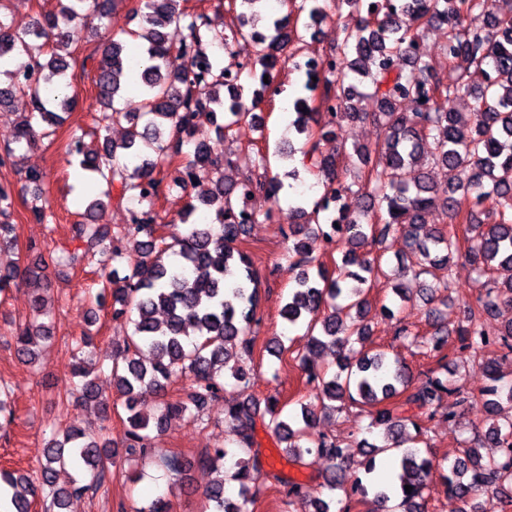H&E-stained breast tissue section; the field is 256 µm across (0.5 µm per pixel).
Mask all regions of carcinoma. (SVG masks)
Wrapping results in <instances>:
<instances>
[{
  "instance_id": "obj_1",
  "label": "carcinoma",
  "mask_w": 512,
  "mask_h": 512,
  "mask_svg": "<svg viewBox=\"0 0 512 512\" xmlns=\"http://www.w3.org/2000/svg\"><path fill=\"white\" fill-rule=\"evenodd\" d=\"M109 2L60 0L58 12L37 17L23 30L13 28L0 13V61L27 58L14 70L0 69L7 79L0 83V108L18 96L30 106L13 141L3 147L0 165L53 136L63 115L75 108L68 71L76 58L69 48L89 33L104 45L93 78L103 109L100 129L122 123L126 127L121 143L105 136L99 149L88 148L78 131L71 134L70 150L80 157L81 170L107 184L86 213L94 217L111 203L114 191L119 200L138 205L130 222L118 229L107 223L78 224L74 247L45 256L31 246L27 254L35 255L34 260L0 268V293L19 281L33 286L34 318L16 324L13 335L17 355L28 364L35 361L39 343L52 338L49 324L38 321L49 316L40 285L51 262L75 268L98 254L105 256L97 297L111 295L112 317L129 316L134 325L109 371L112 389L122 399L124 440L114 441L104 426L94 436L70 426L57 432L45 446L36 479L0 470V481L14 490V512H31L32 500L39 496L43 512H68L70 500L100 489L112 467L130 456L152 459L150 432L162 430L171 417L197 420L210 402L224 395L225 386L242 392L250 387L254 374L241 362L253 353L261 319L258 272L244 244L249 225L271 220V206L279 205L283 184L270 175L260 151L246 158L259 170L256 177L224 180L223 160L213 156L205 142L194 140V133L203 117L226 139L235 126L261 120L256 110L270 98L264 80L274 79L288 48L297 50L306 37H315L313 25L343 4L359 14V22L344 29L326 69L314 81L308 63H296L304 71L310 96L293 103L292 126L305 141L297 150L288 148V158L300 152L302 167L323 185L324 193L310 213L299 206L288 208L289 270L294 277L282 309L288 324L306 326L309 352L336 350L338 372L328 378L302 361L309 402L301 403L298 417L283 415L275 396L226 401L230 446L211 448L196 463L214 474L205 493L214 512H249L263 491L256 440L260 420L288 462L302 466L315 452L327 461L322 486L346 490L349 500L371 494L380 505L389 494L371 475L380 462L378 455L398 442L407 445L398 474L401 512H422L424 489L434 469L427 453L415 446L425 434L423 421L434 419L449 397L458 407L469 399L448 379V329L438 324L443 299L437 288L426 283L420 289L430 306V336L414 333L405 324L398 330L400 339L437 357L438 368L425 381L413 383L408 366L384 352L360 351L349 357L346 351L355 343L365 344L371 334L367 293L379 279L398 280L392 292L406 302L408 289L399 279L411 273L440 280L463 258L486 278V288L457 330L461 350L474 359L491 348L512 354V321L493 334L483 330L486 316L504 303L512 304V0H281L287 13L270 18L263 31L254 28L259 13L253 10L262 0H228L226 11L232 19L225 30L204 12L180 8V0H138L133 8L138 27L128 35L139 41L148 65L140 74L137 99L126 94L131 58L103 22ZM239 4L250 13L237 11ZM473 12L484 14V26L464 25ZM173 24L187 31L176 46L168 41L167 29ZM431 25L445 28L443 73L419 51ZM239 38L253 42V61L224 64V54ZM473 72L483 75L475 87L469 82ZM366 80L364 92L360 86ZM461 95L472 100L467 121L450 108ZM368 97L375 102L370 111L361 107ZM329 100L336 101V111H319ZM344 121L368 122L382 135L375 144L356 147L348 155L368 173L362 193L367 204L354 211L342 204L348 187L338 171V155L322 150V142L338 137ZM430 164L449 173L446 184L433 180ZM411 168L417 174L409 183L406 173ZM214 174V187L187 203L180 216L183 229L159 233L160 217L153 210L159 195L186 193ZM45 180L44 172L26 170L25 182L34 187V199L43 197ZM260 197L268 206L249 205ZM436 207L465 225L464 241L452 226L425 231V214ZM11 215V189L0 184V250L17 245ZM393 232L402 233L408 254L405 264L387 271L383 254L373 250ZM317 238L342 257L334 272L319 265L313 276L310 250ZM116 240L126 241L140 254L139 265L124 275L117 267L123 251L113 245ZM91 348L93 337H81L73 349L70 373L78 379L81 403H94L106 415L110 401L99 376L81 358L92 355ZM485 368L489 383L480 395L496 416L448 461L444 475L448 490L466 506L462 512H490V501L480 500L486 493L512 501V422L497 417L502 403H512V383L504 381L496 362H486ZM179 378L188 383L178 398L160 402L152 417L141 412L146 398L165 394ZM347 402L369 407L371 426L382 428L383 445L365 439L356 444L366 449V481L351 468V445L327 435H308L317 411L334 413ZM485 446L496 452L482 456L479 448ZM69 470L79 477L58 485L60 473ZM276 480L284 484L288 498L308 502L311 512H331L330 504L308 484L279 476ZM230 482L236 490L228 495L225 484ZM407 485L412 487L409 493Z\"/></svg>"
}]
</instances>
